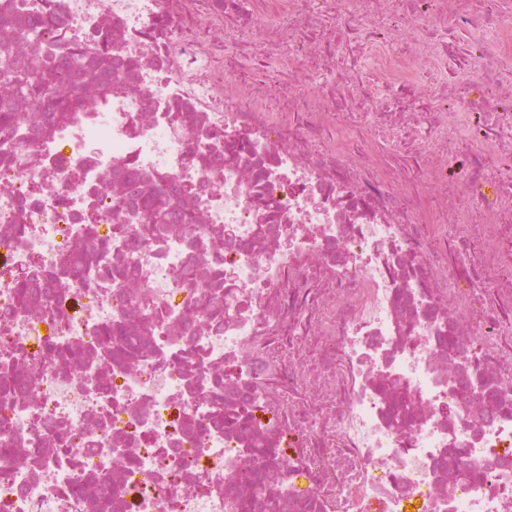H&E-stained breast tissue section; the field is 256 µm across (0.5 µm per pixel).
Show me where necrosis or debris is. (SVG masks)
Instances as JSON below:
<instances>
[{
    "label": "necrosis or debris",
    "mask_w": 512,
    "mask_h": 512,
    "mask_svg": "<svg viewBox=\"0 0 512 512\" xmlns=\"http://www.w3.org/2000/svg\"><path fill=\"white\" fill-rule=\"evenodd\" d=\"M53 3L137 91L0 148V512H512V0ZM132 203L135 207L141 209L144 215L153 217L155 222L151 224H158L160 221L165 220L168 210L172 206L169 198L160 191H154Z\"/></svg>",
    "instance_id": "obj_1"
}]
</instances>
